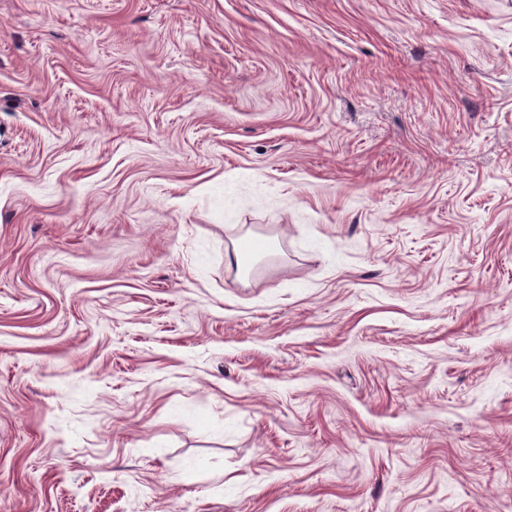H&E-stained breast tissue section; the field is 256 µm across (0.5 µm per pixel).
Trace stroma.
Wrapping results in <instances>:
<instances>
[{"label": "stroma", "instance_id": "obj_1", "mask_svg": "<svg viewBox=\"0 0 512 512\" xmlns=\"http://www.w3.org/2000/svg\"><path fill=\"white\" fill-rule=\"evenodd\" d=\"M0 512H512V0H0ZM268 248L269 244L264 240L250 237L239 239L233 250L236 269L243 271L255 256L267 251Z\"/></svg>", "mask_w": 512, "mask_h": 512}]
</instances>
